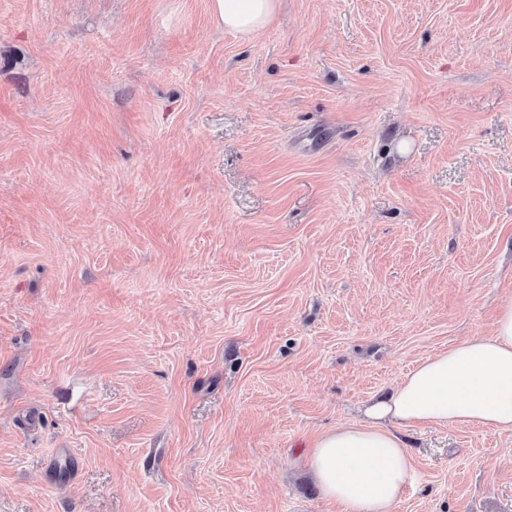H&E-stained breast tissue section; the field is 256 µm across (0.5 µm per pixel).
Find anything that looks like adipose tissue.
I'll return each instance as SVG.
<instances>
[{"label":"adipose tissue","instance_id":"1","mask_svg":"<svg viewBox=\"0 0 512 512\" xmlns=\"http://www.w3.org/2000/svg\"><path fill=\"white\" fill-rule=\"evenodd\" d=\"M281 0H210L218 27L249 38L275 19ZM365 421L322 433L308 463L326 499L342 512H393L413 472L397 429L417 423L512 430V300L492 335L475 336L419 361Z\"/></svg>","mask_w":512,"mask_h":512}]
</instances>
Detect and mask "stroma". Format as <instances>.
<instances>
[{
	"mask_svg": "<svg viewBox=\"0 0 512 512\" xmlns=\"http://www.w3.org/2000/svg\"><path fill=\"white\" fill-rule=\"evenodd\" d=\"M511 299L512 0H0V512H338L306 450ZM401 435L395 512H512V431ZM281 0H210L211 15L218 27L250 38L275 19Z\"/></svg>",
	"mask_w": 512,
	"mask_h": 512,
	"instance_id": "1",
	"label": "stroma"
}]
</instances>
